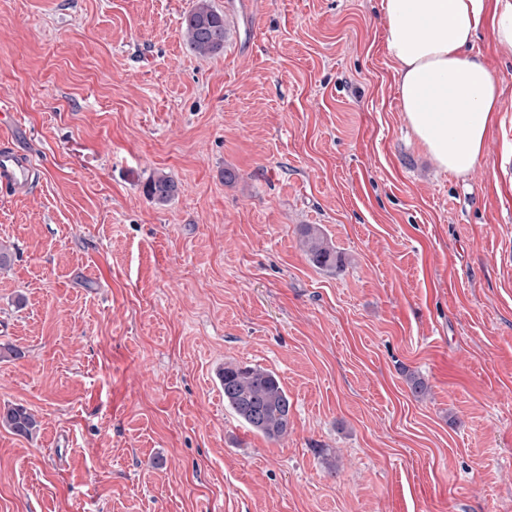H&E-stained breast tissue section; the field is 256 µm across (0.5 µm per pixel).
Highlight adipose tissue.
Masks as SVG:
<instances>
[{
    "label": "adipose tissue",
    "mask_w": 512,
    "mask_h": 512,
    "mask_svg": "<svg viewBox=\"0 0 512 512\" xmlns=\"http://www.w3.org/2000/svg\"><path fill=\"white\" fill-rule=\"evenodd\" d=\"M381 7L413 132L441 168L466 172L501 110L497 79L468 49L487 22L512 45V0H382Z\"/></svg>",
    "instance_id": "adipose-tissue-1"
}]
</instances>
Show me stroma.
Masks as SVG:
<instances>
[{
    "label": "stroma",
    "mask_w": 512,
    "mask_h": 512,
    "mask_svg": "<svg viewBox=\"0 0 512 512\" xmlns=\"http://www.w3.org/2000/svg\"><path fill=\"white\" fill-rule=\"evenodd\" d=\"M193 3L0 0L39 170L0 198V406L38 421L0 427V512H512V46L474 39L503 108L458 175L401 108L381 0H211L205 59ZM228 362L278 375L285 439L225 409ZM186 45L197 57L209 58L223 52L226 38L224 14L210 0H196L182 21ZM144 193L156 203H165L178 193V185L167 176H150L144 183ZM304 250L310 261L317 267H332L338 258L334 247L313 227H307L302 234ZM0 426L15 435L28 437L37 427L33 414L22 405L0 407Z\"/></svg>",
    "instance_id": "35a3bbf8"
}]
</instances>
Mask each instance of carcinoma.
I'll return each instance as SVG.
<instances>
[{
  "instance_id": "1",
  "label": "carcinoma",
  "mask_w": 512,
  "mask_h": 512,
  "mask_svg": "<svg viewBox=\"0 0 512 512\" xmlns=\"http://www.w3.org/2000/svg\"><path fill=\"white\" fill-rule=\"evenodd\" d=\"M182 30L186 45L195 56L209 58L224 51V14L215 10L210 0H195L183 18ZM144 193L156 203H165L178 193V185L166 176H151L144 183ZM302 243L315 266L336 265V250L315 228L304 229ZM218 376L224 388V407L250 431L270 441L288 435L291 404L275 372L247 364H226ZM0 426L27 437L37 427V421L24 406L9 405L0 408Z\"/></svg>"
}]
</instances>
